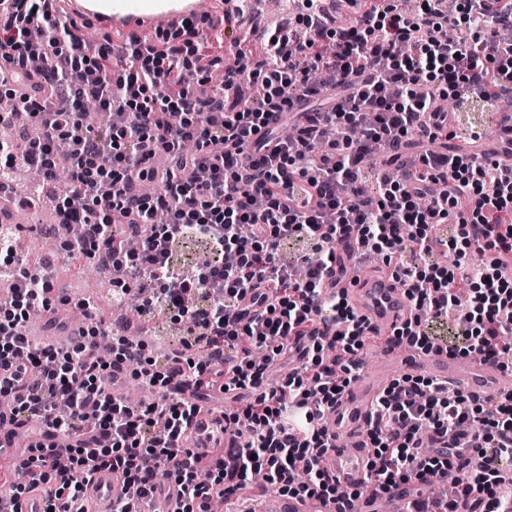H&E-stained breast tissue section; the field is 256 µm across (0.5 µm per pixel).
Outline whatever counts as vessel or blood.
<instances>
[{"mask_svg": "<svg viewBox=\"0 0 512 512\" xmlns=\"http://www.w3.org/2000/svg\"><path fill=\"white\" fill-rule=\"evenodd\" d=\"M203 8L204 0H177L175 8L144 17L142 24L146 27L167 25L197 16ZM336 288L345 292L348 298L357 300V310L369 318L387 363L398 364L399 368L412 372H429L436 380L453 383L483 398H500L512 393V376L479 360L463 361L445 353L395 357L387 340L394 325L409 317L410 308L401 291L393 288L389 279H343ZM384 387L385 382L379 377H361L355 389L340 398L328 416V428L335 435L337 446L328 454L325 466L339 488L356 489L368 477L370 451L360 446L359 441ZM216 427L215 420L205 414L200 415L192 427L196 437L193 450L200 461L208 459V450L217 435ZM125 497L122 477L99 471L85 489L84 505L87 512H112L114 503ZM178 499V487L161 484L152 495L150 512H174ZM266 512H334V506L330 503L315 505L303 497H280L268 503Z\"/></svg>", "mask_w": 512, "mask_h": 512, "instance_id": "1", "label": "vessel or blood"}]
</instances>
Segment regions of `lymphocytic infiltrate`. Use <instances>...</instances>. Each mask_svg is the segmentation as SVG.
Masks as SVG:
<instances>
[{"instance_id": "f902f5d3", "label": "lymphocytic infiltrate", "mask_w": 512, "mask_h": 512, "mask_svg": "<svg viewBox=\"0 0 512 512\" xmlns=\"http://www.w3.org/2000/svg\"><path fill=\"white\" fill-rule=\"evenodd\" d=\"M60 2L0 0V89L36 130L27 158L45 184L69 172L55 230L66 256L113 269L114 306L137 293L141 319L172 314L183 345L154 357L143 341L109 337L100 353L107 329L87 299L80 340L32 344L28 315L46 306L51 280L23 264L12 225L1 224L0 275L13 277L14 295L0 303V410L15 428L40 426L41 439L0 465V512H22L33 491L46 512H84L83 487L102 469L134 489L118 512H138L162 472L181 490L177 512H208L211 494L253 487L258 471L285 495L341 501L321 466L335 446L327 419L363 369L371 328L347 295L320 299L340 243L354 266L408 253L390 271L411 307L394 345L438 351L426 327L453 311L463 342L449 354L512 371V167L493 151L447 149L452 115L439 106L512 102V0H457L450 14L442 0H415L409 12L375 0L338 27L315 25L318 0H299L296 25L267 29L258 58L234 38L231 66L229 17L202 14L153 42L106 35L94 45L89 20ZM219 70L223 85L210 87ZM323 95L331 107L309 110ZM89 99L105 114L96 129L81 112ZM290 118L287 139L279 129ZM371 153L382 162L368 172ZM146 181L155 193L141 190ZM447 222L448 238L430 236ZM294 237L306 243L300 279L280 255ZM183 239L212 254L189 276L171 261ZM438 248L482 260L460 273L430 262ZM291 352L298 367L269 385ZM116 363L150 401L114 395ZM214 391L236 395L221 413L232 443L215 449L203 485L186 433ZM466 422L478 426L467 464L422 452L424 437ZM365 438L376 494L444 482L447 512H512V396L396 378Z\"/></svg>"}]
</instances>
